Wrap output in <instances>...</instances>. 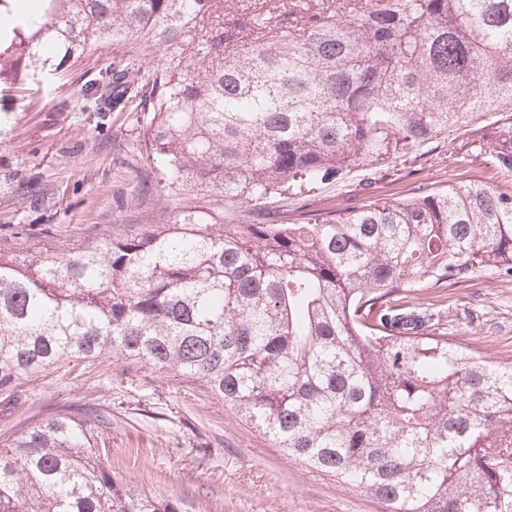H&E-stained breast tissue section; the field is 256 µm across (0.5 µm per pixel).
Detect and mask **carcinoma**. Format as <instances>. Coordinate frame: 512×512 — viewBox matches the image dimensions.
Returning a JSON list of instances; mask_svg holds the SVG:
<instances>
[{
    "mask_svg": "<svg viewBox=\"0 0 512 512\" xmlns=\"http://www.w3.org/2000/svg\"><path fill=\"white\" fill-rule=\"evenodd\" d=\"M0 0V98L107 43L83 111L129 112L166 200L149 224L0 244V394L60 362L185 377L380 512H512V361L428 325L415 296L512 277V184L460 182L302 224L224 221L512 110V0H316L224 22V0ZM512 177V131L495 141ZM112 416L0 442V512H183L104 462Z\"/></svg>",
    "mask_w": 512,
    "mask_h": 512,
    "instance_id": "1",
    "label": "carcinoma"
}]
</instances>
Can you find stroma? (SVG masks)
<instances>
[{
    "label": "stroma",
    "mask_w": 512,
    "mask_h": 512,
    "mask_svg": "<svg viewBox=\"0 0 512 512\" xmlns=\"http://www.w3.org/2000/svg\"><path fill=\"white\" fill-rule=\"evenodd\" d=\"M125 52L122 45L100 47L69 67L47 97L8 102L15 124L0 141V166H25L41 178L34 185L17 179L0 186V241H9L13 225L36 223L43 213L55 215L64 238L108 234L157 216L158 203L145 205L131 195L144 161L134 150L138 132L130 120L116 112L110 127L98 130L82 110L85 84ZM511 130V111L493 113L384 170L355 169L316 191L274 199L264 219L294 224L406 198L423 187L503 184L493 148L496 137ZM418 304L433 312L448 338L486 357L512 358V278L480 270ZM62 408L110 412L113 473L139 490L179 499L186 512L379 510L363 493L289 459L198 382L120 360L66 363L24 382L14 402L0 407V441Z\"/></svg>",
    "instance_id": "obj_1"
}]
</instances>
